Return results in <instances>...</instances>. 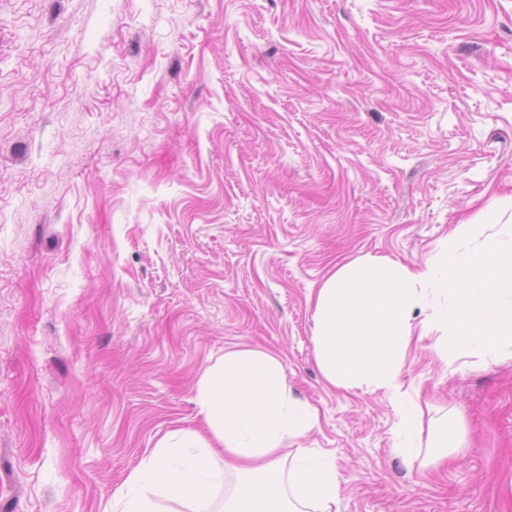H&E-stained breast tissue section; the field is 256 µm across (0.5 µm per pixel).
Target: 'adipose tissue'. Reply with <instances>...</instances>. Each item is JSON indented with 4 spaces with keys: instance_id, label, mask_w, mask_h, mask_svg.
<instances>
[{
    "instance_id": "obj_1",
    "label": "adipose tissue",
    "mask_w": 512,
    "mask_h": 512,
    "mask_svg": "<svg viewBox=\"0 0 512 512\" xmlns=\"http://www.w3.org/2000/svg\"><path fill=\"white\" fill-rule=\"evenodd\" d=\"M197 402L209 434L179 430L162 439L127 478L113 512H163L173 501L190 512H336L334 465L310 449L291 460L280 452L318 421L316 409L288 389L273 352L237 349L208 367ZM239 462V479L224 488L213 444Z\"/></svg>"
}]
</instances>
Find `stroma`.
<instances>
[{
	"label": "stroma",
	"instance_id": "stroma-1",
	"mask_svg": "<svg viewBox=\"0 0 512 512\" xmlns=\"http://www.w3.org/2000/svg\"><path fill=\"white\" fill-rule=\"evenodd\" d=\"M512 0H0V512H112L206 433L225 351L279 355L336 512H512V357L431 327L399 392L325 381L318 288L512 220ZM447 458L405 463L395 406Z\"/></svg>",
	"mask_w": 512,
	"mask_h": 512
}]
</instances>
